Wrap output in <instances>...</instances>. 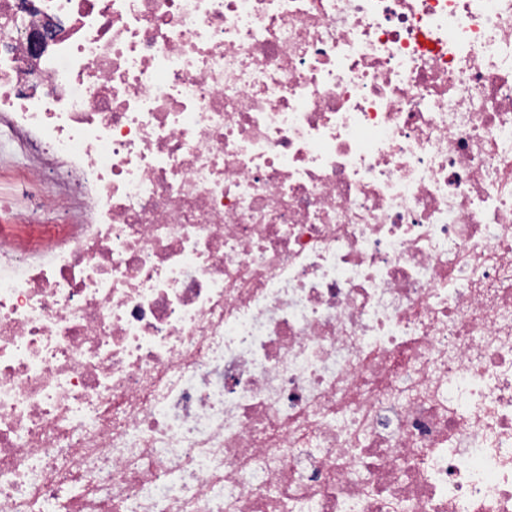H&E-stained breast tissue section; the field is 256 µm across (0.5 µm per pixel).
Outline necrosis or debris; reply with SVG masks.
<instances>
[{
    "label": "necrosis or debris",
    "instance_id": "necrosis-or-debris-1",
    "mask_svg": "<svg viewBox=\"0 0 512 512\" xmlns=\"http://www.w3.org/2000/svg\"><path fill=\"white\" fill-rule=\"evenodd\" d=\"M17 144L0 512H512V0H0Z\"/></svg>",
    "mask_w": 512,
    "mask_h": 512
}]
</instances>
